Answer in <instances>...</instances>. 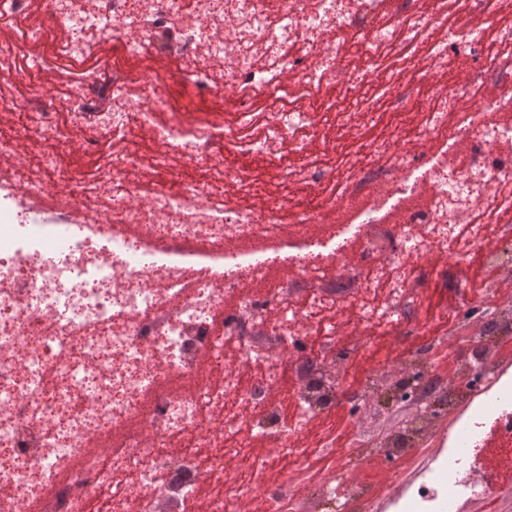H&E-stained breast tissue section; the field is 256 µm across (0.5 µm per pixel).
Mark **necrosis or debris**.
Wrapping results in <instances>:
<instances>
[{"label": "necrosis or debris", "instance_id": "necrosis-or-debris-1", "mask_svg": "<svg viewBox=\"0 0 512 512\" xmlns=\"http://www.w3.org/2000/svg\"><path fill=\"white\" fill-rule=\"evenodd\" d=\"M481 10L482 0H41L31 36L66 56L107 41L180 67L151 77L120 68L105 83L85 75L63 122L38 79L20 96L0 86V111L17 117L13 135L0 136L10 162L0 171V512H250L256 501L267 512H373L363 468L394 467L421 448L435 449V467L411 484L416 512H462L492 494L463 455L435 445L453 414L462 447L491 424L512 447V374L496 370L498 344L512 341L511 301L490 302L479 321L465 316L471 340L449 342L452 377L440 375L433 339L379 362L356 387L341 381L373 331L396 345L415 333L417 271L434 254L460 263L481 249L512 288V255L474 220L487 208L512 215V77L500 73L512 63V28L492 42L460 39ZM430 28L442 32L430 60L379 65L383 48ZM294 44L309 53H290ZM471 54L496 78L477 104L464 86H438L423 125L430 154L415 155L393 123L343 167L329 145L321 163H287L290 134L333 118L355 125L404 78L436 77ZM281 75L345 88L347 107L333 116L308 97L264 113L247 152L277 174L270 194L227 145L255 100L276 99ZM180 83L201 96L234 89V120L158 121ZM78 132L112 142L90 177L63 162ZM144 133L163 146L148 163L136 147ZM22 141L38 144L34 159L16 161ZM175 158L204 179L175 190L146 178L145 165ZM335 180V199L320 198L319 185ZM301 186L306 199L292 203ZM320 319L327 343L308 349ZM340 336L350 349L331 347ZM388 391L406 415L368 431ZM342 406L358 413L350 443L302 483L307 430ZM275 456L292 468L260 481Z\"/></svg>", "mask_w": 512, "mask_h": 512}]
</instances>
